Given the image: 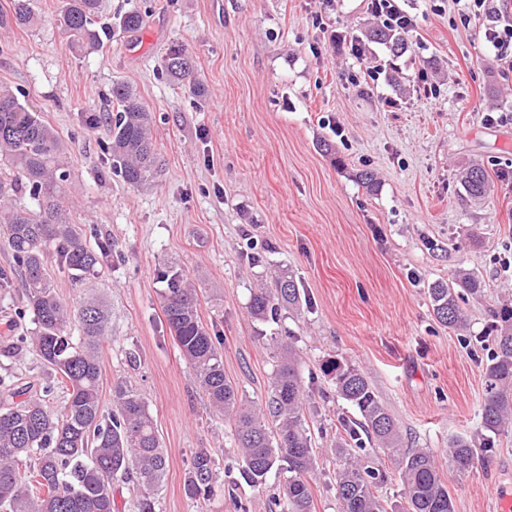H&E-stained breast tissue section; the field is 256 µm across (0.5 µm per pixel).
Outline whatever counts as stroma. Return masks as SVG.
I'll return each instance as SVG.
<instances>
[{
  "mask_svg": "<svg viewBox=\"0 0 512 512\" xmlns=\"http://www.w3.org/2000/svg\"><path fill=\"white\" fill-rule=\"evenodd\" d=\"M61 4L34 0L35 25L0 26V87L66 142L71 214L89 242L112 244L97 279L49 271L68 304L95 297L107 308L102 405L111 409L120 378L147 402L167 461L156 512H236L239 502L249 512H280L279 475L259 489L241 479L233 425L213 411L169 332L165 270L195 284L224 374L248 400L264 404L281 345L297 352L316 451L314 512H339L344 459L336 442L357 418L325 371L333 360L363 371L405 447L434 455L454 512H499L498 492L512 494V438L472 472L448 461L455 438H484L490 351L470 339L485 336L495 311L512 301V71L489 55L482 20L459 24L457 0H406L416 25L396 56L363 39L374 23L368 0H100L112 37L81 51L53 22ZM132 9L144 24L131 34L116 22ZM326 28L359 38L360 54L332 50ZM174 45L191 57L204 98L166 77ZM117 82L136 89L150 111L160 155L159 169L138 186L109 168V127L82 121L116 111ZM428 83L435 94L425 93ZM502 112L510 120H499ZM322 139L331 152L319 149ZM473 163L489 175L480 199L461 183ZM362 169L375 173L376 191L358 182ZM462 269L486 284L465 306L463 335L437 322L427 295L429 284ZM283 270L307 305L255 320L253 289ZM202 448L217 483L195 502L183 484ZM360 459L384 473L378 494L399 512L393 460L370 450Z\"/></svg>",
  "mask_w": 512,
  "mask_h": 512,
  "instance_id": "35a3bbf8",
  "label": "stroma"
}]
</instances>
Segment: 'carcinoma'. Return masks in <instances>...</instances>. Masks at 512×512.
Segmentation results:
<instances>
[{
  "label": "carcinoma",
  "instance_id": "1",
  "mask_svg": "<svg viewBox=\"0 0 512 512\" xmlns=\"http://www.w3.org/2000/svg\"><path fill=\"white\" fill-rule=\"evenodd\" d=\"M98 0H63L57 14L59 29L79 49L98 46L109 29L95 26ZM37 19L33 0H13L7 23L30 27ZM143 17L131 10L119 20L127 33L139 31ZM372 42L386 45L394 55L407 50L405 40L391 29L376 26L366 32ZM167 76L180 82L192 75L193 62L178 46L164 58ZM115 115L88 112L85 125L106 123L111 139L105 151L112 173L140 185L154 174L158 153L151 135V115L132 86L115 83ZM65 144L49 124L23 108L12 90L0 88V246L11 255V273L0 271V287L12 275L21 279L23 305L18 318L30 316L31 328L19 331L6 324L0 352L15 356L28 348L39 358L48 381L35 389L21 375L0 378V512H116L115 484L132 485L138 512H154V499L166 475L153 417L145 399L132 385L117 381L112 408L104 412L99 381V350L107 339L106 310L88 299L77 308L57 295L48 262L57 259L76 279L93 274L111 254V244L92 247L86 234L63 205L62 186L70 178L63 157ZM467 193L482 197L488 186L484 167L473 164L462 174ZM36 202L30 209L15 202L20 194ZM163 312L193 378L211 407L233 423L241 456L240 475L261 487L271 472L283 476L281 512H313L308 476L315 466L312 434L305 420V390L292 346H281L279 364L268 382L265 407L240 395L224 376V360L198 313L197 290L188 279L165 271ZM485 283L465 270L448 282L437 280L427 293L436 320L463 333L468 319L460 300L479 297ZM302 307L300 289L289 273L276 275L273 286L251 293L249 311L259 321L278 312ZM493 351L484 371L481 427L488 432L480 445L455 439L448 449L460 473L474 469L480 457L497 446V438L512 432V303L502 305L490 326ZM336 393L358 412L359 422L344 425L349 441L364 450L363 437L394 458L403 484L402 512H454L448 487L433 456L423 448H404L395 418L382 404L365 374L339 361L330 363ZM65 390L57 413L49 407L55 390ZM385 475L346 459L336 476L340 512H387L377 495ZM215 474L209 451L195 453L184 483L193 500L211 492Z\"/></svg>",
  "mask_w": 512,
  "mask_h": 512
}]
</instances>
